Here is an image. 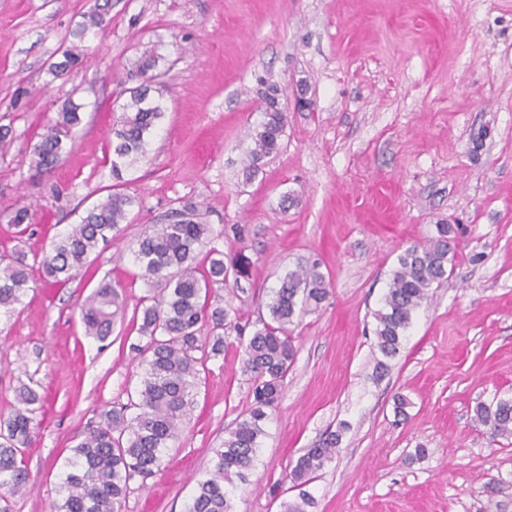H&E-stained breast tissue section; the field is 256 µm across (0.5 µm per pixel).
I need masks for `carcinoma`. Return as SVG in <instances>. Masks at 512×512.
<instances>
[{"label": "carcinoma", "mask_w": 512, "mask_h": 512, "mask_svg": "<svg viewBox=\"0 0 512 512\" xmlns=\"http://www.w3.org/2000/svg\"><path fill=\"white\" fill-rule=\"evenodd\" d=\"M110 0L95 4L86 23L73 33L80 39L90 27L103 25ZM75 44L62 51L63 60L51 73L62 76L79 63ZM157 60L142 55L128 75L139 84L128 90L120 104L121 115L109 133L112 146V176L119 180L128 165L144 157L149 138L166 112L163 93L156 87ZM281 89L271 84L262 94L263 121L252 134L245 178L252 179L258 163L279 150L287 125ZM80 106L67 102L52 125L34 133L32 167L35 174H50L62 161L71 132L81 123ZM136 199L113 191L92 205L76 224L57 234L38 264L47 282L68 283L97 249L109 243L126 222ZM169 219L140 234L134 262L141 279L152 286L140 298L133 324L147 338L134 347L140 367L136 398L100 414L66 458L62 474L61 502L51 512H118L130 484L146 481L160 471L163 455L181 434V426L194 402V390L207 359L224 354L228 311L221 300H211L212 286L229 277L224 251L211 247L213 230L197 220L196 207L185 203L168 211ZM456 230L450 224L436 225V235L413 244L399 254L380 309L374 312L376 358L380 376L400 351L413 315L431 297L432 289L448 280L456 257ZM31 278V266L21 255L0 254V316H11L22 303ZM120 285L101 280L81 305L85 335L100 342L112 333L115 318L123 311ZM330 295V285L315 263H299L280 279L266 303L268 318L253 325L243 347V367L254 379L253 403L248 416L238 421L214 451L213 466L187 503L185 512H234L229 489L245 484L255 468L260 439L265 435L268 409L277 401L296 351L291 326L315 312ZM211 336L202 339L203 326ZM22 407L0 420V512H10L8 497L26 483L24 449L30 447L37 429L34 413L41 402L38 392L27 384L19 387ZM475 420L488 427L493 437H512V398H499L486 405L477 403ZM341 432L327 435L298 457L284 480L299 490L300 502L283 504L284 512H306L313 503L304 487L336 454Z\"/></svg>", "instance_id": "carcinoma-1"}]
</instances>
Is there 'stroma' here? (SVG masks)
<instances>
[{
    "label": "stroma",
    "instance_id": "obj_1",
    "mask_svg": "<svg viewBox=\"0 0 512 512\" xmlns=\"http://www.w3.org/2000/svg\"><path fill=\"white\" fill-rule=\"evenodd\" d=\"M94 0H0V210L32 205L25 234L0 219V253L27 260L77 223L114 182L108 134L126 69L157 56L167 107L149 152L123 172L137 199L112 243L66 286L33 274L0 320V413L28 383L42 398L10 512H50L65 459L102 410L139 384L129 320L147 288L132 252L171 208L195 204L232 272L214 288L229 312L223 355L207 360L161 470L119 512H184L215 448L248 412L240 328L266 317L288 268L318 262L332 293L293 329L296 356L234 512H281L275 486L328 432L334 458L307 486V512H512V438H491L477 403L512 396V0H112L83 59L56 77ZM312 105L297 110L299 83ZM288 124L252 180L243 168L265 84ZM81 106L50 175L32 136L66 101ZM458 226L448 281L413 319L376 378L373 313L398 255L436 225ZM124 283L107 340L84 336L80 305L102 277ZM406 395L407 416L393 397Z\"/></svg>",
    "mask_w": 512,
    "mask_h": 512
}]
</instances>
